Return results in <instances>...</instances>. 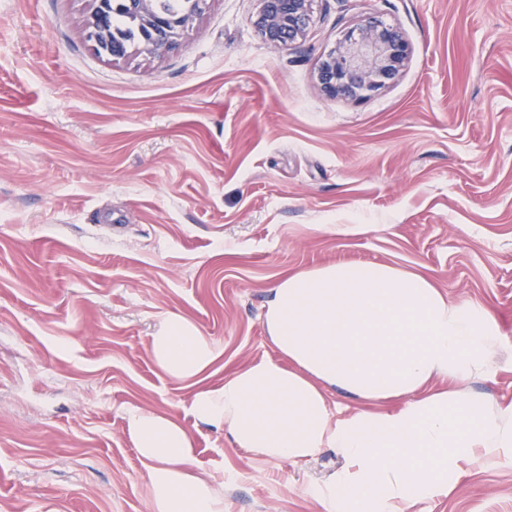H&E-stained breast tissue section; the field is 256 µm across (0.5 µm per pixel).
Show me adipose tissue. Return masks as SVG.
<instances>
[{
  "label": "adipose tissue",
  "mask_w": 512,
  "mask_h": 512,
  "mask_svg": "<svg viewBox=\"0 0 512 512\" xmlns=\"http://www.w3.org/2000/svg\"><path fill=\"white\" fill-rule=\"evenodd\" d=\"M263 322L278 356L211 387L224 349L192 321L167 314L151 338L156 366L198 389L188 419L129 409L150 512H224V482L194 470L192 425L228 432L270 461L323 453L345 464L307 487L325 512H406L447 495L463 462L512 449V400L470 393L503 346L493 313L451 301L433 278L381 262L291 273L269 291ZM367 401L335 412L331 390Z\"/></svg>",
  "instance_id": "obj_1"
}]
</instances>
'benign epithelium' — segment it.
Listing matches in <instances>:
<instances>
[{
	"label": "benign epithelium",
	"mask_w": 512,
	"mask_h": 512,
	"mask_svg": "<svg viewBox=\"0 0 512 512\" xmlns=\"http://www.w3.org/2000/svg\"><path fill=\"white\" fill-rule=\"evenodd\" d=\"M208 2L189 0L186 10L175 15L159 10L156 0H93L86 36L100 55H127L126 44L108 29V14L115 6L136 20L140 53L160 55L179 43L194 20L206 11ZM311 4L312 0H261L253 25L264 41L286 47L305 35L311 21ZM409 54V44L398 28L371 18L347 32L338 47L322 59L318 83L330 98L365 99L400 74Z\"/></svg>",
	"instance_id": "benign-epithelium-1"
}]
</instances>
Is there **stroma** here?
Listing matches in <instances>:
<instances>
[{
	"label": "stroma",
	"instance_id": "1",
	"mask_svg": "<svg viewBox=\"0 0 512 512\" xmlns=\"http://www.w3.org/2000/svg\"><path fill=\"white\" fill-rule=\"evenodd\" d=\"M259 7L210 0L175 49L114 59L92 0H0V512H149L125 412L183 418L196 391L156 366L160 320L223 346L220 386L276 357L262 313L291 272L383 262L483 304L504 347L469 389L512 400V0H314L287 47ZM372 16L405 67L328 98L320 60ZM193 434L224 512H324L306 488L344 464ZM407 512H512V454Z\"/></svg>",
	"mask_w": 512,
	"mask_h": 512
}]
</instances>
